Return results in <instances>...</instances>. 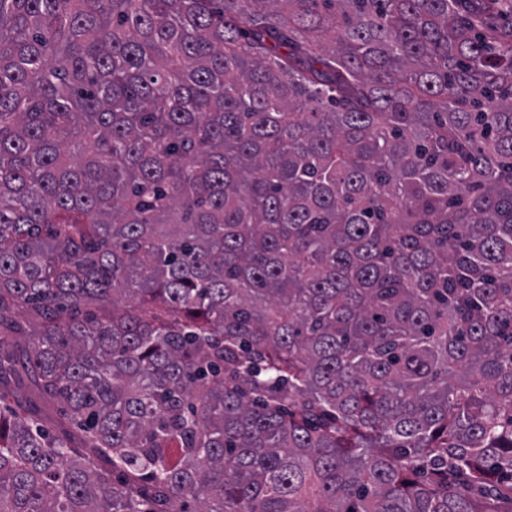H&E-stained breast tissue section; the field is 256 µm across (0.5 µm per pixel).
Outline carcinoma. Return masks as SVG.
Masks as SVG:
<instances>
[{"instance_id": "cac0c4a2", "label": "carcinoma", "mask_w": 512, "mask_h": 512, "mask_svg": "<svg viewBox=\"0 0 512 512\" xmlns=\"http://www.w3.org/2000/svg\"><path fill=\"white\" fill-rule=\"evenodd\" d=\"M19 371L0 512H512V0H0ZM5 386L12 392V396L6 398L8 404H13L18 400L28 406L38 417L46 414L55 415L56 408L45 402L36 388L27 381L13 378L8 380Z\"/></svg>"}]
</instances>
